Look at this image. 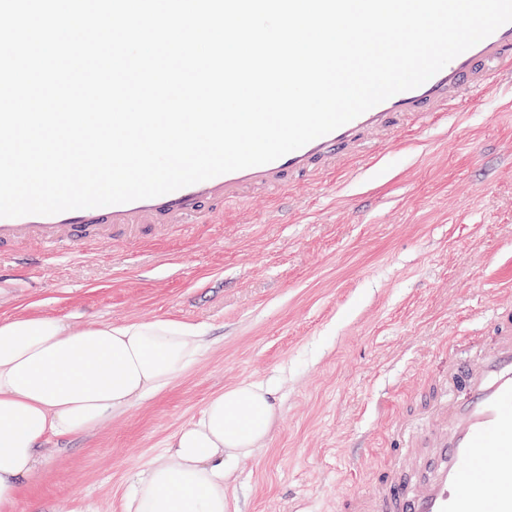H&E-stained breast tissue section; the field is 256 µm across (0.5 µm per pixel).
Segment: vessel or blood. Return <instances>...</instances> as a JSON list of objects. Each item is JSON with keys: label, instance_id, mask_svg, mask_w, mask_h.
<instances>
[{"label": "vessel or blood", "instance_id": "b4317fda", "mask_svg": "<svg viewBox=\"0 0 512 512\" xmlns=\"http://www.w3.org/2000/svg\"><path fill=\"white\" fill-rule=\"evenodd\" d=\"M512 63V23L463 52L421 86L397 93L333 132L281 158L174 192L54 215L0 217V257L36 242L82 247L139 225L188 224L255 191L291 187L392 141L417 119L447 120L470 92L487 89ZM430 404L410 429L398 428L385 463L343 512H512V305L492 310L488 330L459 336Z\"/></svg>", "mask_w": 512, "mask_h": 512}]
</instances>
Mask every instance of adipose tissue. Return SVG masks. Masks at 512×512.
I'll list each match as a JSON object with an SVG mask.
<instances>
[{
    "label": "adipose tissue",
    "mask_w": 512,
    "mask_h": 512,
    "mask_svg": "<svg viewBox=\"0 0 512 512\" xmlns=\"http://www.w3.org/2000/svg\"><path fill=\"white\" fill-rule=\"evenodd\" d=\"M207 341L170 320L71 325L33 315L0 320V512H15L46 461L45 443L86 431L161 392ZM272 395L243 382L212 396L140 471L123 512H226V460L267 437Z\"/></svg>",
    "instance_id": "obj_1"
}]
</instances>
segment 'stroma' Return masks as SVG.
Listing matches in <instances>:
<instances>
[{
	"label": "stroma",
	"mask_w": 512,
	"mask_h": 512,
	"mask_svg": "<svg viewBox=\"0 0 512 512\" xmlns=\"http://www.w3.org/2000/svg\"><path fill=\"white\" fill-rule=\"evenodd\" d=\"M512 303V71L447 123L332 176L164 239L0 261V319L172 320L208 348L161 393L51 439L16 512H122L142 464L226 387L273 392L259 449L225 465L227 512H339L416 413L448 342Z\"/></svg>",
	"instance_id": "obj_1"
}]
</instances>
